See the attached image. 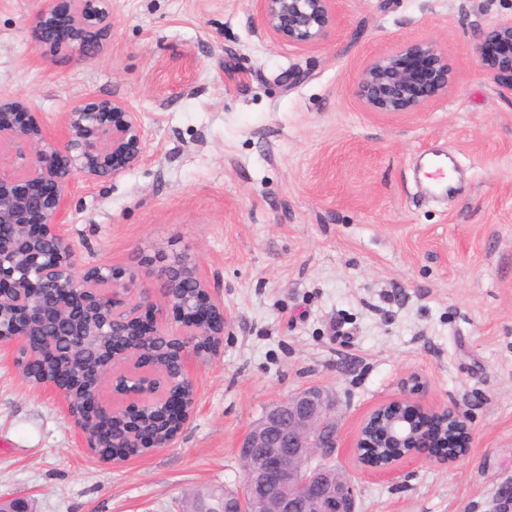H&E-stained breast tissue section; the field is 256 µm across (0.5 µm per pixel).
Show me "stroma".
<instances>
[{
  "label": "stroma",
  "mask_w": 512,
  "mask_h": 512,
  "mask_svg": "<svg viewBox=\"0 0 512 512\" xmlns=\"http://www.w3.org/2000/svg\"><path fill=\"white\" fill-rule=\"evenodd\" d=\"M44 5L0 0V96L52 128L72 100H123L147 136L139 166L71 188L78 264L147 282L142 256L189 252L227 324L191 361L197 407L174 443L119 463L1 353L0 495L33 512H186L196 492L239 489L238 442L269 404L317 386L359 512H512V98L474 59L512 0H336V37L313 48L266 36L254 0H112L82 62L42 56L29 20ZM422 41L448 62L447 94L365 111L357 72ZM434 150L457 174L436 198L417 172ZM414 376L416 401L466 415L465 449L370 475L357 431Z\"/></svg>",
  "instance_id": "35a3bbf8"
}]
</instances>
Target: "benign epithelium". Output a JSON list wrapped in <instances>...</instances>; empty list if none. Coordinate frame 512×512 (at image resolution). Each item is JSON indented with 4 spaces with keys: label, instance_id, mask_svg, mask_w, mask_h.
<instances>
[{
    "label": "benign epithelium",
    "instance_id": "obj_1",
    "mask_svg": "<svg viewBox=\"0 0 512 512\" xmlns=\"http://www.w3.org/2000/svg\"><path fill=\"white\" fill-rule=\"evenodd\" d=\"M262 31L279 43L319 46L336 32V0H257ZM53 8L31 20L50 57L56 49ZM72 27L68 51L78 61L94 55L98 39L111 28L112 0H69ZM481 71L512 95V16L482 31L475 47ZM448 91V65L431 42L370 59L357 73L353 93L369 112H409L426 107ZM146 133L139 113L116 99H77L64 113L61 133L51 132L19 97H0V349L48 355L42 336L60 322L76 337L71 362L37 381L61 395L89 448H119L110 457L124 461L141 447L133 416L158 403L178 419L177 428L150 437L151 448H167L196 409L190 376L193 356L216 351L226 318L223 301L210 295L209 282L187 253L158 251L141 263L156 286L137 271L122 275L108 264L78 266L75 249L62 231L66 200L76 180L116 178L145 156ZM194 289L185 299L184 290ZM109 294L102 305L98 296ZM147 307L173 311L183 331L171 337L169 351L179 373L166 385L153 377L155 354L149 346L120 347L114 336L149 339L165 332L156 321L136 316ZM97 345L98 365H87L82 351ZM112 372V391L131 399L115 407L100 398L103 374ZM335 405L317 388H306L270 404L239 442L243 484L225 512H257L266 502L274 512H356L351 482L333 483L324 461L336 449ZM463 417L452 408L433 410L405 395L375 408L354 442L358 460L378 473L397 470L403 453L436 443L452 446L467 438ZM387 444L401 454L372 460L363 448ZM0 512H31L24 497L0 499Z\"/></svg>",
    "mask_w": 512,
    "mask_h": 512
}]
</instances>
